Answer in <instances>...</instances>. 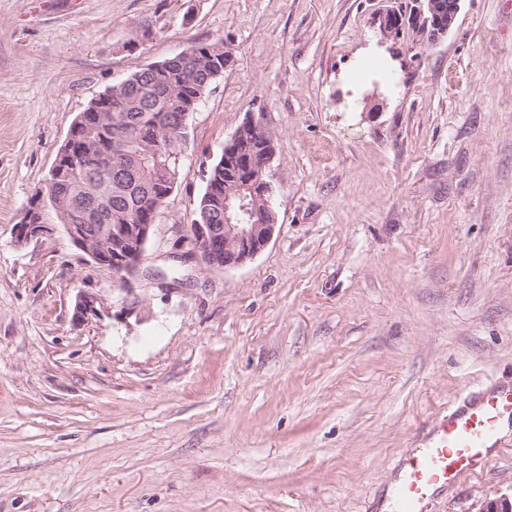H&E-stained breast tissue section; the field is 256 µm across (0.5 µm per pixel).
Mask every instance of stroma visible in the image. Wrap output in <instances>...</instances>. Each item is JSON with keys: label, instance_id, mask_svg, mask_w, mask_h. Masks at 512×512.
<instances>
[{"label": "stroma", "instance_id": "1", "mask_svg": "<svg viewBox=\"0 0 512 512\" xmlns=\"http://www.w3.org/2000/svg\"><path fill=\"white\" fill-rule=\"evenodd\" d=\"M400 3L0 0V512H376L428 421L512 379V0L382 42ZM217 41L232 64L133 282L145 320L74 324L77 291L119 277L14 224L92 99ZM251 112L276 233L171 282L200 168ZM505 444L429 512L511 495Z\"/></svg>", "mask_w": 512, "mask_h": 512}]
</instances>
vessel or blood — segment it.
<instances>
[{"label":"vessel or blood","instance_id":"1","mask_svg":"<svg viewBox=\"0 0 512 512\" xmlns=\"http://www.w3.org/2000/svg\"><path fill=\"white\" fill-rule=\"evenodd\" d=\"M512 434V382L496 380L457 398L431 422L418 446L404 449L386 512H426L461 476L483 473L492 449Z\"/></svg>","mask_w":512,"mask_h":512}]
</instances>
